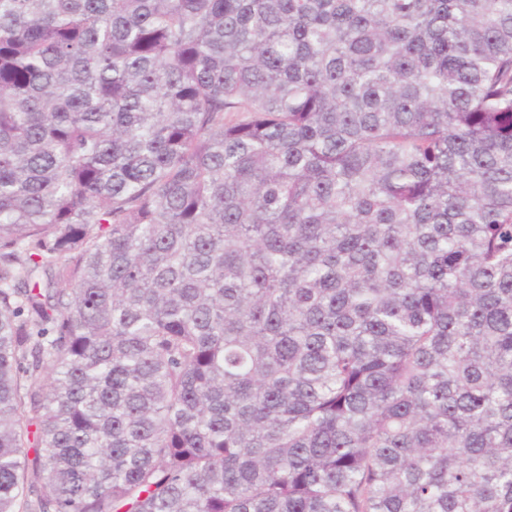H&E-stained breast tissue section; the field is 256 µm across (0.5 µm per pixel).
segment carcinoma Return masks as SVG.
<instances>
[{"instance_id":"1","label":"carcinoma","mask_w":512,"mask_h":512,"mask_svg":"<svg viewBox=\"0 0 512 512\" xmlns=\"http://www.w3.org/2000/svg\"><path fill=\"white\" fill-rule=\"evenodd\" d=\"M0 512H512V0H0Z\"/></svg>"}]
</instances>
